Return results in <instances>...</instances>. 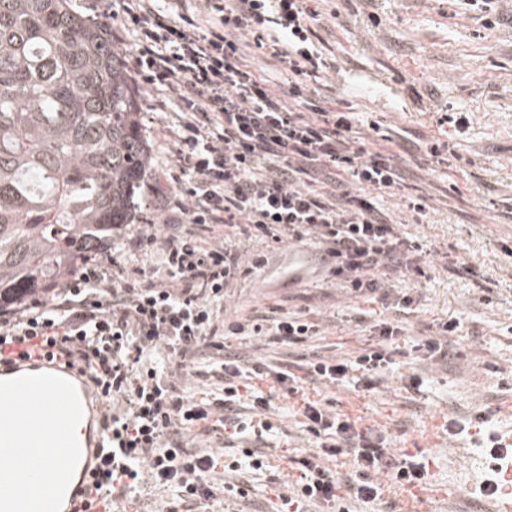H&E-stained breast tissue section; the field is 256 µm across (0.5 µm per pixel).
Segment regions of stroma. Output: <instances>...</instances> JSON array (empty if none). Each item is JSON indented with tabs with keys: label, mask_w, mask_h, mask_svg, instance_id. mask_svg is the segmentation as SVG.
<instances>
[{
	"label": "stroma",
	"mask_w": 512,
	"mask_h": 512,
	"mask_svg": "<svg viewBox=\"0 0 512 512\" xmlns=\"http://www.w3.org/2000/svg\"><path fill=\"white\" fill-rule=\"evenodd\" d=\"M321 19L314 26L319 48L338 60L329 83L332 96L352 105L363 124L376 125L369 147L389 153L410 193L430 199L428 222H418L394 197L378 201L402 233L433 249L425 275L401 281L415 299V313L399 316L387 304L353 298L316 266L314 243L305 257L287 245L259 242L253 253L264 265L250 268L224 301V315L246 318L293 313L314 323L318 336L284 346L267 336L232 339L249 365L287 360L298 379L297 393L276 388L273 379L250 375L248 387L271 393L267 413L273 424L262 441L244 438L230 446L224 430L205 423L187 432L191 451L223 453L239 459L260 446L261 472L245 473L246 498L227 500L224 512H276L278 496L294 484L299 458L315 452V438L304 423V399L374 429L392 452L422 450L430 476L412 495L397 497L385 488L390 512H492L480 487L489 479V449L467 433L448 432L451 421L486 417L483 430L512 444V23L492 29L469 14L449 15L446 0H310ZM140 121L149 148V168L122 236L156 219L159 206H175L177 184L163 183L160 172L176 169V106L153 110L155 96L138 93ZM466 112L467 128L457 129L448 115ZM431 141L448 143L451 154L430 155ZM365 323L353 322L356 313ZM402 318L407 334L399 341L396 363L376 388L364 391L307 379V364L320 356L356 355L372 342L370 323ZM458 318L460 335L449 337L448 361H431L415 348L434 334L439 321ZM223 354L207 349L178 380L181 396L208 401L224 395L214 368ZM419 375L420 390L409 387Z\"/></svg>",
	"instance_id": "1"
}]
</instances>
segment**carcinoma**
Instances as JSON below:
<instances>
[{
	"label": "carcinoma",
	"mask_w": 512,
	"mask_h": 512,
	"mask_svg": "<svg viewBox=\"0 0 512 512\" xmlns=\"http://www.w3.org/2000/svg\"><path fill=\"white\" fill-rule=\"evenodd\" d=\"M138 115L107 26L71 0H0V309L129 222L148 168Z\"/></svg>",
	"instance_id": "obj_1"
}]
</instances>
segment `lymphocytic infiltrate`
I'll return each mask as SVG.
<instances>
[{
	"mask_svg": "<svg viewBox=\"0 0 512 512\" xmlns=\"http://www.w3.org/2000/svg\"><path fill=\"white\" fill-rule=\"evenodd\" d=\"M118 0L136 34L134 66L146 89L163 88L185 120L178 135L182 218L166 216L123 239L126 252H144L153 265L126 269L118 259L75 272L45 297L0 310V359L17 344L57 348L78 364L105 401L97 488L121 503L146 484L172 487L178 502L214 499L208 476L221 456L189 452L184 433L217 418L240 433L271 430L263 413L270 399L240 393V356L226 350L227 336H270L293 345L316 335L295 315L227 319L224 292L240 273L252 242L313 241L331 260L330 273L356 299L394 300L411 313L413 296L394 293L399 278L422 273L423 244L404 237L377 206L399 197L418 217L427 197L407 193L390 157L368 149L353 112L320 98L335 56L311 39L316 13L308 0H202L200 14L184 0ZM254 45L274 60L287 95L270 87L247 62ZM400 321L376 324V347L347 359L310 363L315 381L373 390L391 367L389 351L403 336ZM224 353V395L209 402L184 399L176 379L204 349ZM307 429L320 453L302 458L300 481L282 496L293 512L381 503L383 487L417 486L430 462L420 454L395 455L385 439L305 401ZM350 457L348 473L328 458Z\"/></svg>",
	"mask_w": 512,
	"mask_h": 512,
	"instance_id": "1",
	"label": "lymphocytic infiltrate"
}]
</instances>
